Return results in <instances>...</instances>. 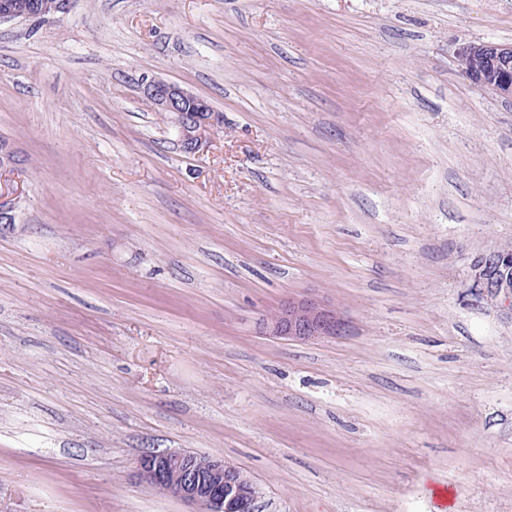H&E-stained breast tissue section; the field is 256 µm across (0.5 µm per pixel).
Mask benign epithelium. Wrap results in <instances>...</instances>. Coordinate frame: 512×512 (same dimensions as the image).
Segmentation results:
<instances>
[{
  "mask_svg": "<svg viewBox=\"0 0 512 512\" xmlns=\"http://www.w3.org/2000/svg\"><path fill=\"white\" fill-rule=\"evenodd\" d=\"M37 17L31 3L0 5V24ZM459 70L472 83L512 100V44L467 42L456 51ZM140 91L153 110L163 112L177 133V144L188 154L200 151L207 135L223 125V117L206 100L179 84L143 77ZM18 159L8 142L0 143V172L17 170ZM17 201L0 191V229H14ZM511 248L477 257L471 267V289L498 308L512 310ZM264 336L310 341L343 336L348 321L314 298L290 299L260 319ZM140 480L155 491L181 499L202 512H257L259 493L252 480L221 457L191 451H161L143 455L137 463Z\"/></svg>",
  "mask_w": 512,
  "mask_h": 512,
  "instance_id": "obj_1",
  "label": "benign epithelium"
}]
</instances>
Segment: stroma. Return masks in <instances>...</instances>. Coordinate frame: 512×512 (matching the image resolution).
<instances>
[{
    "label": "stroma",
    "mask_w": 512,
    "mask_h": 512,
    "mask_svg": "<svg viewBox=\"0 0 512 512\" xmlns=\"http://www.w3.org/2000/svg\"><path fill=\"white\" fill-rule=\"evenodd\" d=\"M512 0H71L0 25V512H192L135 476L224 458L259 512H512V103L455 53ZM154 76L224 117L187 154ZM315 296L308 342L262 315ZM512 257L511 248H500L477 257L471 267L470 288L481 298L497 308L512 311V271L507 263ZM258 328L264 336L310 341L345 335L348 321L314 298L288 299L260 319Z\"/></svg>",
    "instance_id": "35a3bbf8"
}]
</instances>
